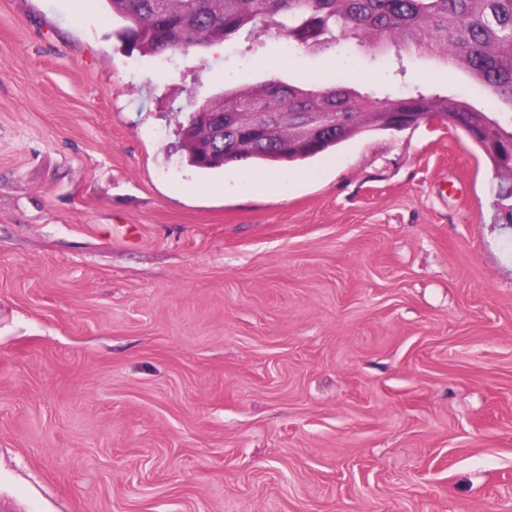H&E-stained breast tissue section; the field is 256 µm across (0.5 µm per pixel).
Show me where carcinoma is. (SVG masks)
<instances>
[{"mask_svg": "<svg viewBox=\"0 0 512 512\" xmlns=\"http://www.w3.org/2000/svg\"><path fill=\"white\" fill-rule=\"evenodd\" d=\"M124 25L122 39L143 54L161 53L158 33L165 22L178 24L171 52L223 42L241 34L250 38L275 29L288 47L308 44L341 49L355 39L371 54L411 46L467 72L473 85L485 87L512 106V0H103ZM275 82L230 88L210 108L224 117H240L243 131L257 124L265 136L250 142L232 137L217 146L224 159L203 163L196 139L204 133L196 112L180 123L178 138L186 163L216 170L232 163H293L335 149L363 133L388 130L384 114L390 98L376 100L336 80L327 88L319 78L286 85ZM418 111L446 120L512 177V130L467 102L415 88Z\"/></svg>", "mask_w": 512, "mask_h": 512, "instance_id": "obj_1", "label": "carcinoma"}]
</instances>
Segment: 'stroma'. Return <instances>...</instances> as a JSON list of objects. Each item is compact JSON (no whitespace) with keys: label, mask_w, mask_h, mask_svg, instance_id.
Segmentation results:
<instances>
[{"label":"stroma","mask_w":512,"mask_h":512,"mask_svg":"<svg viewBox=\"0 0 512 512\" xmlns=\"http://www.w3.org/2000/svg\"><path fill=\"white\" fill-rule=\"evenodd\" d=\"M102 0H0V512H512V178L438 122L204 173L260 82L512 107L418 49L276 30L145 55Z\"/></svg>","instance_id":"stroma-1"}]
</instances>
